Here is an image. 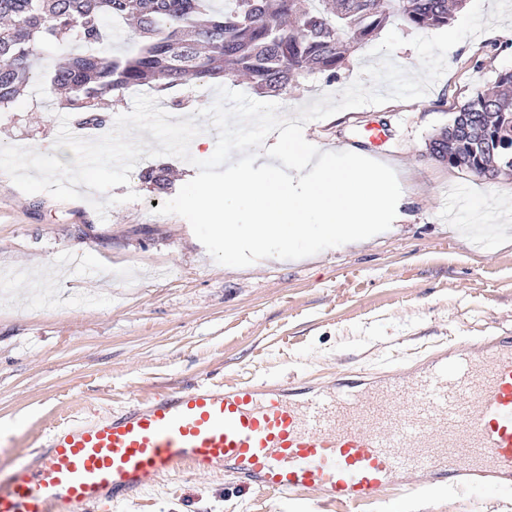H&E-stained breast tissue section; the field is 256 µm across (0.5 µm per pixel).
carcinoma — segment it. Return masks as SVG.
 <instances>
[{
    "label": "carcinoma",
    "instance_id": "obj_1",
    "mask_svg": "<svg viewBox=\"0 0 512 512\" xmlns=\"http://www.w3.org/2000/svg\"><path fill=\"white\" fill-rule=\"evenodd\" d=\"M0 0V108L41 77L43 44L73 41L45 92L81 123L106 125L99 102L142 87L158 91L243 77L277 96L312 73L333 77L351 49L394 17L416 29L448 25L464 0ZM125 23L136 50L109 58L110 25ZM430 155L489 180L512 177V71L478 92L429 142Z\"/></svg>",
    "mask_w": 512,
    "mask_h": 512
}]
</instances>
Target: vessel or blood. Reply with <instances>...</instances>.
<instances>
[{"label":"vessel or blood","mask_w":512,"mask_h":512,"mask_svg":"<svg viewBox=\"0 0 512 512\" xmlns=\"http://www.w3.org/2000/svg\"><path fill=\"white\" fill-rule=\"evenodd\" d=\"M182 469L352 508L429 488L511 494L512 336L320 386L203 380L65 422L0 475V512H117Z\"/></svg>","instance_id":"vessel-or-blood-1"}]
</instances>
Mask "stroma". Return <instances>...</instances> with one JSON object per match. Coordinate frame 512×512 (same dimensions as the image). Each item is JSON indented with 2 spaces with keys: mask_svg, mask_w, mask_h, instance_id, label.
<instances>
[{
  "mask_svg": "<svg viewBox=\"0 0 512 512\" xmlns=\"http://www.w3.org/2000/svg\"><path fill=\"white\" fill-rule=\"evenodd\" d=\"M372 43L335 77L289 89L293 107L336 94L372 64ZM427 94L339 112L305 124L306 140L370 146L382 124L381 162L397 173L402 217L357 245L299 260L217 264L176 215H157L197 170L148 157L130 175L136 201L99 217L84 200L27 194L0 172V472L10 473L53 426L203 379L281 380L373 373L478 336L512 334V223L474 222L487 190L512 197V178L486 180L433 158L429 141L457 108L512 70V33L484 32L446 55ZM61 109L42 85L0 110V144L54 143ZM163 166L168 183L143 178ZM130 512H307L275 495L234 489L220 474L163 477ZM401 512H512V496L475 506L421 497Z\"/></svg>",
  "mask_w": 512,
  "mask_h": 512,
  "instance_id": "stroma-1",
  "label": "stroma"
}]
</instances>
